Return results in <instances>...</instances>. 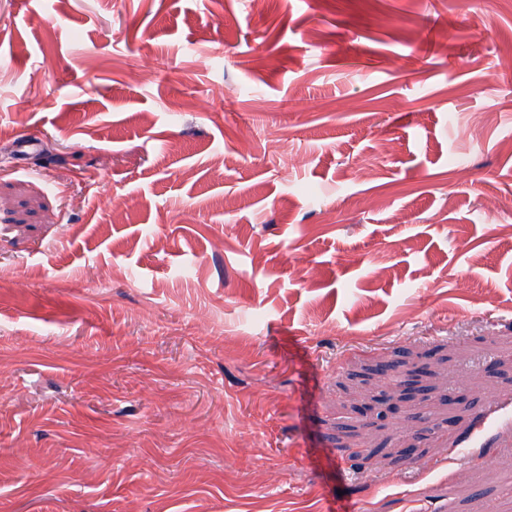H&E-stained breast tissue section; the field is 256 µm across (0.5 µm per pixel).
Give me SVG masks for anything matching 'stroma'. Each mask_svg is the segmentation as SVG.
<instances>
[{"label":"stroma","instance_id":"stroma-1","mask_svg":"<svg viewBox=\"0 0 512 512\" xmlns=\"http://www.w3.org/2000/svg\"><path fill=\"white\" fill-rule=\"evenodd\" d=\"M511 46L512 0H0V512H512V429L449 442L512 392ZM396 350L426 398L358 415Z\"/></svg>","mask_w":512,"mask_h":512}]
</instances>
